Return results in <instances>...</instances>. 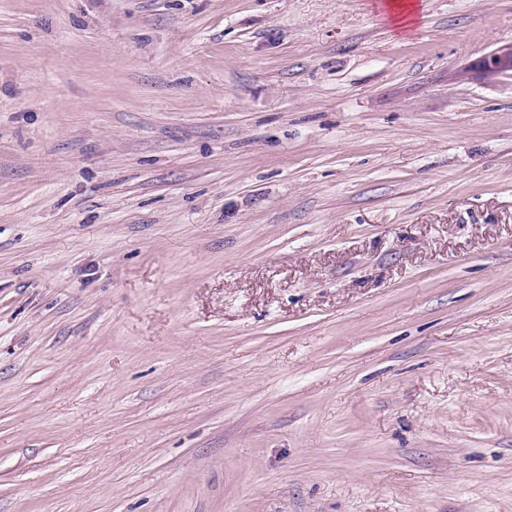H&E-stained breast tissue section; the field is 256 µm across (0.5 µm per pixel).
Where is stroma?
Returning <instances> with one entry per match:
<instances>
[{
    "label": "stroma",
    "instance_id": "35a3bbf8",
    "mask_svg": "<svg viewBox=\"0 0 512 512\" xmlns=\"http://www.w3.org/2000/svg\"><path fill=\"white\" fill-rule=\"evenodd\" d=\"M0 0V512H512V0Z\"/></svg>",
    "mask_w": 512,
    "mask_h": 512
}]
</instances>
